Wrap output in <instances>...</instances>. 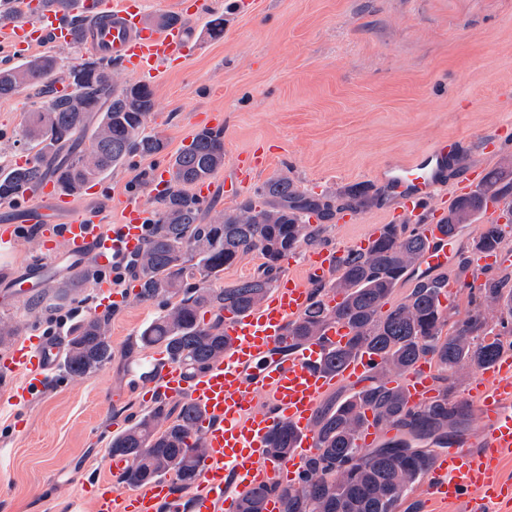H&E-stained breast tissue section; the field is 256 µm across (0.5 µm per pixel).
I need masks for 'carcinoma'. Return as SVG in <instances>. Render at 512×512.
Wrapping results in <instances>:
<instances>
[{
    "label": "carcinoma",
    "instance_id": "carcinoma-1",
    "mask_svg": "<svg viewBox=\"0 0 512 512\" xmlns=\"http://www.w3.org/2000/svg\"><path fill=\"white\" fill-rule=\"evenodd\" d=\"M72 25L69 48H81L88 18L79 0H45ZM23 0H0V23L25 19ZM114 60L83 61L59 76L57 57L46 54L0 69V97L26 86L36 90L33 109L22 131L33 151L24 165L0 166V202L13 201L57 179L73 195L100 180L135 156L162 154L166 140L145 132L154 95L144 84L120 85L113 78ZM82 81L81 94L60 93L56 84ZM101 113L93 129L88 114ZM224 165L222 132L204 129L170 160L171 185L153 214L152 229L142 251L134 256L132 272L139 283L138 299L162 298V313L140 332L146 345H160L191 369H202L224 355L225 313L255 307L282 271L281 262L302 245L318 241L320 225L305 221L312 214L332 219L337 211H361L374 201L370 190L351 187L320 197L308 196L286 176L271 178L259 191V201L245 200L212 224L202 223V205L190 192L193 183L212 178ZM512 197V160L490 170L483 183L448 210L444 232L459 235L482 217L487 200ZM512 234L508 224H484L473 246L499 249ZM429 242L406 224H388L383 235L364 253H350L331 278L316 285L301 319L288 335L302 341L320 335L331 322H343L352 337L347 346L330 352L326 368L337 372L360 351L376 355L381 366L367 384L320 413L316 453L308 460L303 483L276 486L284 512H395L411 485L422 478L432 455L422 447L430 440L448 447L467 424L462 405L452 399L453 377L462 368L478 372L491 365L505 347H512V287L508 278L485 276L471 269V258L458 255L456 278L472 277L469 288L479 304L467 316L448 324V307L441 296L446 276H422L397 304L393 294L428 248ZM262 263L247 279L220 284L224 268L246 255ZM341 296L333 305L328 294ZM500 309L501 332L488 337L484 309ZM211 314L204 321L205 314ZM106 321L86 318L70 333L65 370L84 377L112 360ZM431 356L439 379L448 382L442 403L421 411L406 407L401 391L388 377L409 371ZM197 410L184 403L151 408L123 432L112 437V455L132 460L122 479L131 487L171 475L186 487L194 482L203 457L200 439L189 441ZM397 426L404 437L377 448H359L356 441L367 426ZM295 434L283 426L271 437L277 458L294 448ZM267 491L243 498L238 512H263Z\"/></svg>",
    "mask_w": 512,
    "mask_h": 512
}]
</instances>
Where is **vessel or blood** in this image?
I'll use <instances>...</instances> for the list:
<instances>
[{
    "label": "vessel or blood",
    "mask_w": 512,
    "mask_h": 512,
    "mask_svg": "<svg viewBox=\"0 0 512 512\" xmlns=\"http://www.w3.org/2000/svg\"><path fill=\"white\" fill-rule=\"evenodd\" d=\"M82 10L91 21L86 32L91 55H112L140 78H154L196 49L185 26L161 29L148 23L141 0H83ZM48 39L64 48L72 31L38 0H32L28 20L0 26V45L16 55ZM454 151V139H439L413 162L390 165L383 176L386 213L418 222L429 240L415 268L420 275H443L454 267L457 241L444 237L440 226L448 204L467 196L485 177L484 169L476 168L450 178ZM43 195L47 207L30 217L45 237L41 255L0 283V298L9 303L20 301L18 287L46 285L61 268L119 270L141 248L152 218L150 209L132 197L122 203L117 224L109 227L98 209L77 205L56 183H46ZM344 253L341 246L324 247L304 261V274L289 272L255 309L228 315L224 355L205 369L189 371L178 359L159 364L151 353L131 367L148 406L182 401L198 409L195 432L204 447L199 475L185 489L167 476L123 492L102 482L87 494L91 512H237L242 498L254 490L303 481L306 462L316 452L315 420L325 397L342 384L361 386L378 362L364 353L340 371L325 367L327 352L349 340L348 328L339 322L297 343L288 334L309 303L314 278L333 273ZM60 359L56 337L18 336L0 357V377L23 379L10 390L8 401L28 406ZM146 367L151 376H143ZM397 386L414 409L428 408L440 398L435 365L425 359ZM460 403L473 426L449 449L435 453L423 477L426 500L463 512H512V479L502 473L504 461L512 458V349H504L475 375ZM284 425L297 437L288 457L278 459L270 438Z\"/></svg>",
    "instance_id": "b4317fda"
}]
</instances>
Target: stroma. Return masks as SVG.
Returning <instances> with one entry per match:
<instances>
[{
  "label": "stroma",
  "mask_w": 512,
  "mask_h": 512,
  "mask_svg": "<svg viewBox=\"0 0 512 512\" xmlns=\"http://www.w3.org/2000/svg\"><path fill=\"white\" fill-rule=\"evenodd\" d=\"M217 17L224 33L214 38L208 23ZM183 21L202 49L150 82L147 128L165 138L166 153L134 157L98 189L74 196L79 204L95 200L107 224L131 195L157 208L149 174L216 123L224 165L207 222L278 176L315 194L371 186L370 207L324 222L326 246L349 245L385 220L383 169L413 161L436 138H461L469 166L499 164L478 137L512 122V0H254L244 14L234 0H200ZM32 102L26 87L0 98V160L29 158L21 125ZM258 148L266 165L226 196L236 156ZM95 277L87 271L65 307L78 321L106 318L112 361L83 378L57 370L26 409L0 401V512H89L83 487L110 477L104 456L113 420L129 422L146 409L128 366L146 353L140 331L162 303L138 301L129 278L120 288L126 305L100 307L88 286Z\"/></svg>",
  "instance_id": "stroma-1"
}]
</instances>
